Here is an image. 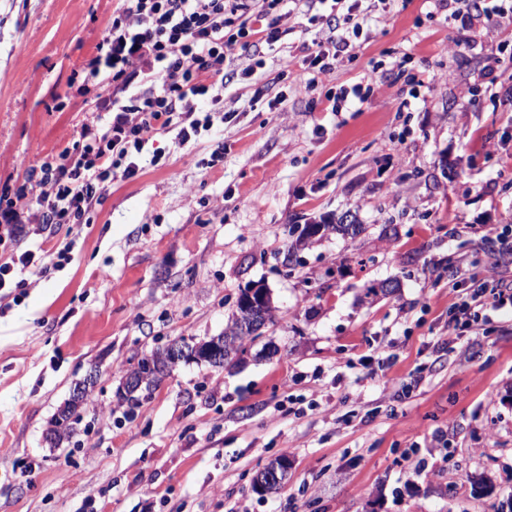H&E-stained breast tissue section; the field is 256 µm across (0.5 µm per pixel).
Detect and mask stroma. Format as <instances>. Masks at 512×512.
I'll return each mask as SVG.
<instances>
[{
  "mask_svg": "<svg viewBox=\"0 0 512 512\" xmlns=\"http://www.w3.org/2000/svg\"><path fill=\"white\" fill-rule=\"evenodd\" d=\"M118 0H0V179L70 145L91 107L55 106ZM440 0H365L328 86L293 84L306 17L262 69L224 88L231 119L149 149L90 223L25 225L0 255L67 250L0 300V512H512V312L448 348L471 287L512 229V25L458 24ZM382 85L331 111L327 89ZM287 97L285 114L268 107ZM224 157L209 165L211 152ZM353 214L283 263L292 224ZM275 319L243 363L183 364L138 404L117 391L142 356L220 335L250 282ZM392 283L393 293L370 295ZM96 371L72 439L46 433ZM273 494L252 489L276 456Z\"/></svg>",
  "mask_w": 512,
  "mask_h": 512,
  "instance_id": "obj_1",
  "label": "stroma"
}]
</instances>
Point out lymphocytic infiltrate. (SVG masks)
Here are the masks:
<instances>
[{
  "mask_svg": "<svg viewBox=\"0 0 512 512\" xmlns=\"http://www.w3.org/2000/svg\"><path fill=\"white\" fill-rule=\"evenodd\" d=\"M363 0H121L94 56L74 73L76 96L92 97L94 115L59 155L26 166L23 184H0V245L14 241L24 210L52 229L87 224L116 178L134 177L143 151L160 135L177 147L223 120L224 87L255 74L235 71L238 54L259 55L287 35L291 15L321 10L334 36L317 39L294 82L314 86L336 69ZM512 306V280L488 273L463 302L457 326L472 328L484 308Z\"/></svg>",
  "mask_w": 512,
  "mask_h": 512,
  "instance_id": "1",
  "label": "lymphocytic infiltrate"
}]
</instances>
